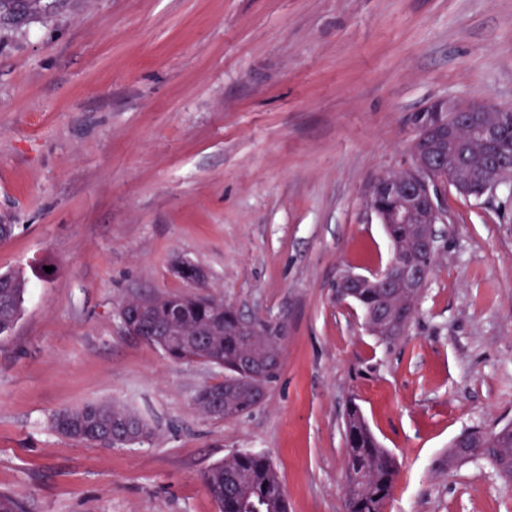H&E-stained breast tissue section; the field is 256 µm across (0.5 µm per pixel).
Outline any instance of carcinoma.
<instances>
[{"label":"carcinoma","mask_w":512,"mask_h":512,"mask_svg":"<svg viewBox=\"0 0 512 512\" xmlns=\"http://www.w3.org/2000/svg\"><path fill=\"white\" fill-rule=\"evenodd\" d=\"M495 127L501 139L498 152H512V114L479 112L459 127L460 150L433 143L430 150L448 156V170L440 174L462 196L481 199L492 185L512 182V169L486 166L488 148L481 130ZM393 245V267L434 265L435 258L422 253L417 243L425 234L423 224H385ZM27 280L11 272L0 273V335L9 333L18 321ZM418 293L406 294L375 283L358 288L357 301L364 313L381 311L367 321L379 339L392 342L402 336L415 313ZM141 339L176 360H200L224 368V383L205 386L196 396V405L213 414L211 400L224 393V416L232 419L249 413L260 403L258 392L275 380L280 365L267 370L261 366L283 349L282 327L271 320H246L233 308L215 299L190 293L152 296L139 317ZM55 431L85 443H99L101 436L114 431L149 438L148 425L134 414L109 404H87L77 409H61L52 417ZM472 452L496 469L507 487H512V425L499 429L481 427L466 431ZM347 459L343 489L345 512H384L397 475L394 457L377 442L358 408L350 409L346 422ZM207 489L218 512H287L283 486L268 457L256 452H238L224 459L205 476Z\"/></svg>","instance_id":"carcinoma-1"}]
</instances>
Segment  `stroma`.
I'll return each instance as SVG.
<instances>
[{
    "mask_svg": "<svg viewBox=\"0 0 512 512\" xmlns=\"http://www.w3.org/2000/svg\"><path fill=\"white\" fill-rule=\"evenodd\" d=\"M512 107V0H19L0 10V273L30 286L0 335V494L20 512H216L207 471L265 454L288 512H345L356 403L398 474L384 512H512L453 440L512 423V192L443 190L433 270L385 343L336 298L392 247L367 204L411 164L433 101ZM282 322L249 414H203L222 367L127 334L129 299L185 291ZM90 402L152 430L103 448L51 418Z\"/></svg>",
    "mask_w": 512,
    "mask_h": 512,
    "instance_id": "stroma-1",
    "label": "stroma"
}]
</instances>
